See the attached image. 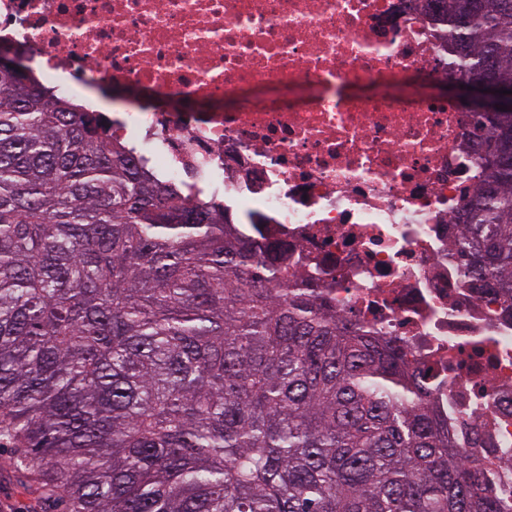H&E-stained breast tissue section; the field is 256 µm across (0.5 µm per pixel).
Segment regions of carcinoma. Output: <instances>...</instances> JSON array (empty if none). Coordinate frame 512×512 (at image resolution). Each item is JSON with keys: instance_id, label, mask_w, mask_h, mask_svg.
<instances>
[{"instance_id": "obj_1", "label": "carcinoma", "mask_w": 512, "mask_h": 512, "mask_svg": "<svg viewBox=\"0 0 512 512\" xmlns=\"http://www.w3.org/2000/svg\"><path fill=\"white\" fill-rule=\"evenodd\" d=\"M461 85L512 91V0H431ZM454 242L512 291V105ZM0 67V445L64 512H512L400 346L336 317L230 209Z\"/></svg>"}]
</instances>
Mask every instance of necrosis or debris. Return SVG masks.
Here are the masks:
<instances>
[{"mask_svg":"<svg viewBox=\"0 0 512 512\" xmlns=\"http://www.w3.org/2000/svg\"><path fill=\"white\" fill-rule=\"evenodd\" d=\"M0 46L64 97L127 83L179 101L89 114L181 199L264 215L250 235L399 342L464 455L512 485V301L453 256L484 132L448 99L367 92L457 73L426 0H0Z\"/></svg>","mask_w":512,"mask_h":512,"instance_id":"necrosis-or-debris-1","label":"necrosis or debris"}]
</instances>
